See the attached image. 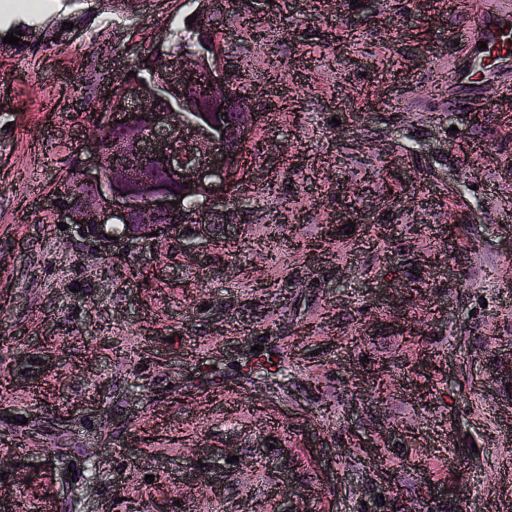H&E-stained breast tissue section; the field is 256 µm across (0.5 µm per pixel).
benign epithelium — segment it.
<instances>
[{
  "label": "benign epithelium",
  "mask_w": 512,
  "mask_h": 512,
  "mask_svg": "<svg viewBox=\"0 0 512 512\" xmlns=\"http://www.w3.org/2000/svg\"><path fill=\"white\" fill-rule=\"evenodd\" d=\"M168 38L169 33L162 34L154 41L152 51L136 55L135 72L139 78L127 81L121 105L112 104L110 92L103 100L110 112L112 143L131 149L136 157L135 173L125 168L106 172L104 149L98 140L90 152H78L75 171L70 173L73 201L65 206L54 205L59 221L87 237L100 255L110 257L117 252L130 254L154 247L168 232V224L160 220L178 218L186 195L204 190L213 200L223 199L233 168V156L226 145L247 143L254 135L256 113L247 98L238 104L240 111L248 113L243 122L222 123L217 129V122L203 112L193 120L177 119L175 109L187 107L190 79L198 75L208 54L204 49L173 53L166 49ZM156 71L162 72V80H148ZM209 78L214 97L219 99L224 96V88L240 75L238 69L221 60L209 66ZM161 99L169 108L158 106ZM159 174L166 182L178 185L179 192L159 181ZM129 176L142 190V205L134 204L117 186ZM194 220L191 236L203 244H212L210 209L200 210ZM114 224H134L136 228L117 243L108 239Z\"/></svg>",
  "instance_id": "obj_1"
}]
</instances>
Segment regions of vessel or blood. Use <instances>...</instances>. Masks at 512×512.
Masks as SVG:
<instances>
[{
	"label": "vessel or blood",
	"instance_id": "vessel-or-blood-1",
	"mask_svg": "<svg viewBox=\"0 0 512 512\" xmlns=\"http://www.w3.org/2000/svg\"><path fill=\"white\" fill-rule=\"evenodd\" d=\"M455 44L448 57L449 109L512 98V0L472 6Z\"/></svg>",
	"mask_w": 512,
	"mask_h": 512
}]
</instances>
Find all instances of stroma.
I'll return each instance as SVG.
<instances>
[{
  "label": "stroma",
  "mask_w": 512,
  "mask_h": 512,
  "mask_svg": "<svg viewBox=\"0 0 512 512\" xmlns=\"http://www.w3.org/2000/svg\"><path fill=\"white\" fill-rule=\"evenodd\" d=\"M38 2L0 8V512H502L512 99L444 105L463 10L224 0L265 20L267 44L229 25L224 53L268 149L226 204V244L162 241L107 283L41 205L96 135L69 83L98 98L193 8Z\"/></svg>",
  "instance_id": "1"
}]
</instances>
